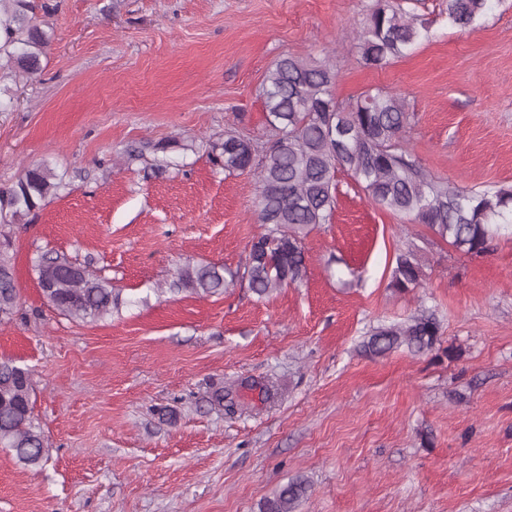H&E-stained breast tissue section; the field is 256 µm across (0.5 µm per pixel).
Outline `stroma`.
I'll return each mask as SVG.
<instances>
[{"label": "stroma", "instance_id": "1", "mask_svg": "<svg viewBox=\"0 0 512 512\" xmlns=\"http://www.w3.org/2000/svg\"><path fill=\"white\" fill-rule=\"evenodd\" d=\"M48 2L43 71L17 74L0 111V184L39 164L68 182L0 227L21 298L0 360L33 373L48 460L0 448V512H260L298 476L310 488L295 512H512L511 230L464 254L341 172L301 283L263 299L241 281L205 298L160 290L186 262L242 269L261 233L256 176L225 173L205 145L231 126L265 132L261 86L284 55L329 61L340 100L400 96L431 175L512 186V0L465 29L447 0H415L432 38L381 70L357 50L378 0ZM146 141L166 149L127 163ZM410 248L423 285L400 292L391 271ZM49 251L130 306L57 315L34 271ZM423 311L440 324L431 351L362 352L372 329Z\"/></svg>", "mask_w": 512, "mask_h": 512}]
</instances>
